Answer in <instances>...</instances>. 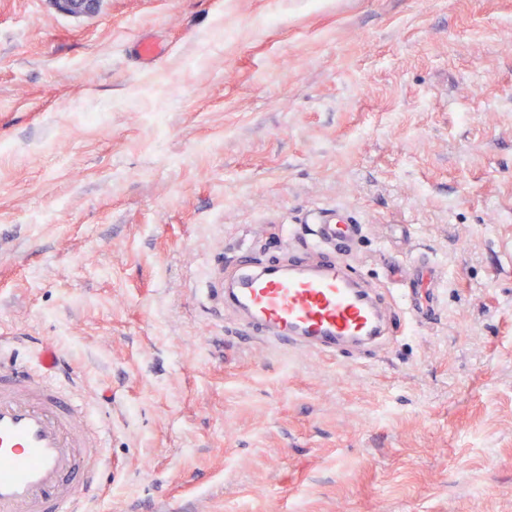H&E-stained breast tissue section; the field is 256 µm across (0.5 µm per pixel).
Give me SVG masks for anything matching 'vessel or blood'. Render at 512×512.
<instances>
[{
	"label": "vessel or blood",
	"instance_id": "b4317fda",
	"mask_svg": "<svg viewBox=\"0 0 512 512\" xmlns=\"http://www.w3.org/2000/svg\"><path fill=\"white\" fill-rule=\"evenodd\" d=\"M304 222V246L256 262L237 250L232 270L211 267L206 292L221 300L236 328L255 339L330 358L354 357L437 318L434 291H422L433 267L414 260L411 274L387 264L376 285L346 256L364 235L350 211L317 209ZM45 346L37 365L0 354V512H86L108 466L105 435Z\"/></svg>",
	"mask_w": 512,
	"mask_h": 512
}]
</instances>
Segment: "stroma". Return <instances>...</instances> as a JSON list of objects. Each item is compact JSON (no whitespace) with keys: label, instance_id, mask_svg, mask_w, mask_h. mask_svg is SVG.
Listing matches in <instances>:
<instances>
[{"label":"stroma","instance_id":"obj_1","mask_svg":"<svg viewBox=\"0 0 512 512\" xmlns=\"http://www.w3.org/2000/svg\"><path fill=\"white\" fill-rule=\"evenodd\" d=\"M321 207L440 318L332 360L194 300ZM0 340L106 423L88 512H512V0H0ZM52 6L66 14L92 15L100 7L102 0H50Z\"/></svg>","mask_w":512,"mask_h":512}]
</instances>
